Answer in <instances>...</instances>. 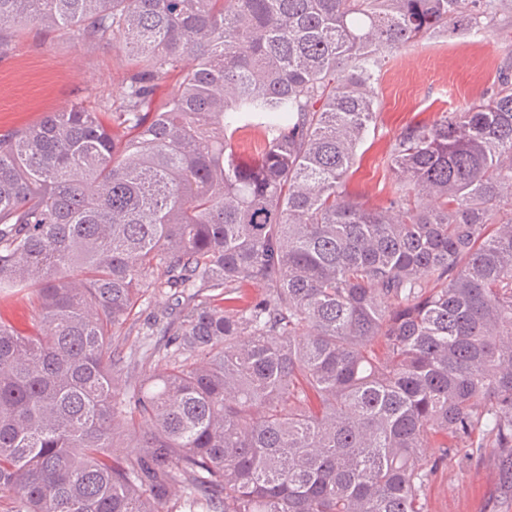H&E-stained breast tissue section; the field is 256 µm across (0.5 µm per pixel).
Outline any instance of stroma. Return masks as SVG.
<instances>
[{"mask_svg":"<svg viewBox=\"0 0 512 512\" xmlns=\"http://www.w3.org/2000/svg\"><path fill=\"white\" fill-rule=\"evenodd\" d=\"M512 63V22L501 19L484 40L467 34L426 38L387 55L377 75V122L358 151L347 187L373 205H385L393 186L390 144L410 122L430 123L465 109L490 91ZM128 73L123 53L110 43L77 41L43 30L15 37L0 51V134L36 124L46 113L74 103L98 107L115 98ZM167 299L146 294L135 315L113 338L120 354L148 348L146 325ZM436 463L423 512H512V485L494 449L429 448Z\"/></svg>","mask_w":512,"mask_h":512,"instance_id":"obj_1","label":"stroma"}]
</instances>
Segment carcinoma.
<instances>
[{"label":"carcinoma","instance_id":"obj_1","mask_svg":"<svg viewBox=\"0 0 512 512\" xmlns=\"http://www.w3.org/2000/svg\"><path fill=\"white\" fill-rule=\"evenodd\" d=\"M509 11L0 0V51L34 27L130 66L111 121L75 103L0 135V291L38 308L31 335L0 322L18 512H422L423 451L448 446L512 480L508 74L400 130L385 205L347 189L385 53ZM144 288L181 310L143 332L167 340L138 385L112 335Z\"/></svg>","mask_w":512,"mask_h":512}]
</instances>
